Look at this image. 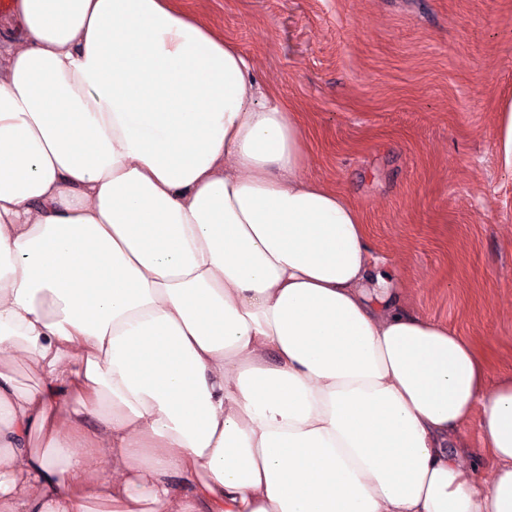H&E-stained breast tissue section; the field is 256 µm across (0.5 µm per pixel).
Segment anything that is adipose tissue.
Masks as SVG:
<instances>
[{"label": "adipose tissue", "mask_w": 512, "mask_h": 512, "mask_svg": "<svg viewBox=\"0 0 512 512\" xmlns=\"http://www.w3.org/2000/svg\"><path fill=\"white\" fill-rule=\"evenodd\" d=\"M5 23L0 360L42 383L0 372V512H512V377L409 310L251 58L177 0ZM2 370L8 373L19 387H35L41 381L36 367L25 360L7 361ZM460 448L464 453L474 454L480 461V473L484 479H489L492 470L490 469V462L480 450V439L476 418H474L464 430V443Z\"/></svg>", "instance_id": "ef3b65f1"}]
</instances>
